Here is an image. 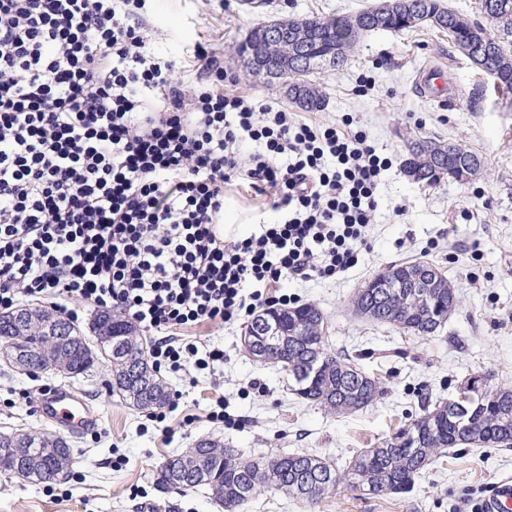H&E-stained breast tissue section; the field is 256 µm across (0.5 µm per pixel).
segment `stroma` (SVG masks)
Here are the masks:
<instances>
[{"mask_svg":"<svg viewBox=\"0 0 512 512\" xmlns=\"http://www.w3.org/2000/svg\"><path fill=\"white\" fill-rule=\"evenodd\" d=\"M370 2L263 0L249 7L241 0H149L150 48L190 81L196 44H218L239 92L258 108L285 109L289 102L279 85L250 78L238 63L247 31L278 17L352 13ZM437 65L448 70L443 104L417 90L421 71ZM365 78L370 86L363 93ZM317 80L326 106L305 113V120L350 119L393 166L380 188L370 247L357 266L335 280L283 279L268 294L292 295L320 308L331 350L378 375L382 399L354 414L327 415L291 394L280 367L253 361L240 323L174 329V337L199 351L222 349L224 359L177 373L161 369L174 401L161 423L109 393L103 375L31 377L0 361V434L44 428L36 406L55 387L77 393L100 415L94 433L72 436L65 480L34 485L0 472V512H142L148 504L153 512H224L205 491L157 488L153 471L164 455L211 436L255 455L299 451L342 462L410 424L425 403L453 398L473 371L512 383V110L447 35L426 25L369 33L343 67L322 71ZM431 134L478 153L485 162L481 174L466 184L444 180L432 186L405 175L410 138ZM398 205L407 208L406 216H395ZM411 259L436 265L459 291L460 306L438 335L414 336L352 311L358 288L386 265ZM218 410L224 413L220 422L211 417ZM511 474L512 449L461 446L449 449L406 494L372 497L343 488L311 508L264 493L244 512H451L466 494L489 496Z\"/></svg>","mask_w":512,"mask_h":512,"instance_id":"obj_1","label":"stroma"}]
</instances>
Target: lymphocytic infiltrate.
<instances>
[{"instance_id": "f902f5d3", "label": "lymphocytic infiltrate", "mask_w": 512, "mask_h": 512, "mask_svg": "<svg viewBox=\"0 0 512 512\" xmlns=\"http://www.w3.org/2000/svg\"><path fill=\"white\" fill-rule=\"evenodd\" d=\"M146 2L0 0V310L130 313L177 372L197 350L168 329L232 324L266 305L258 286L352 269L389 163L363 132L225 88L215 44L185 83L147 49ZM241 173L279 218L226 243L214 226Z\"/></svg>"}]
</instances>
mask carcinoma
<instances>
[{
  "label": "carcinoma",
  "instance_id": "cac0c4a2",
  "mask_svg": "<svg viewBox=\"0 0 512 512\" xmlns=\"http://www.w3.org/2000/svg\"><path fill=\"white\" fill-rule=\"evenodd\" d=\"M479 16L468 17L446 7L442 0H374L355 14L289 18L294 34L270 49L264 25L252 28L255 52L262 57L288 58L291 90L288 102L305 112H321L326 96L312 77L324 69L342 67L349 54L369 33L377 30L402 32L416 27L412 17L437 16L435 26L448 34L454 48L472 64L495 73L493 90L512 98V0H478ZM336 51V61L326 62ZM479 155L442 138L416 137L408 146L404 169L416 182L434 184L444 178L466 183L479 174ZM438 270L425 261H403L386 267L371 279L373 287L358 290L352 301L355 314L378 324L394 325L414 336H431L457 310L460 295L450 279L437 275L428 287L418 286L424 273ZM26 320L10 321L0 316V345L17 341L35 362L52 357L54 370L64 374L95 372L106 364L112 392L132 407L149 414L166 408L172 398L167 382L155 375L153 385L141 388L143 366L150 365L137 325L117 310L100 311L93 320L112 335V345H85L81 330L69 317L64 325L72 335L49 340L42 321L49 309H28ZM277 322L280 345L266 346L268 324ZM248 351L260 363H280L288 372V386L298 398L315 403L336 415L360 411L382 395L379 378L353 361L326 347L324 314L312 304L264 308L247 324L244 332ZM476 383L479 398L464 410L449 401L425 406L407 428L372 448H365L341 467L336 462L307 453L247 454L223 442L204 437L183 452L165 457L154 471L162 490L189 491L205 487L224 505V512H242L257 496L270 491L316 504L341 485L362 494L386 496L409 492L436 458L458 446L512 448V386L492 383L488 372L475 371L466 384ZM420 433L414 447L398 443L405 430Z\"/></svg>",
  "mask_w": 512,
  "mask_h": 512
}]
</instances>
